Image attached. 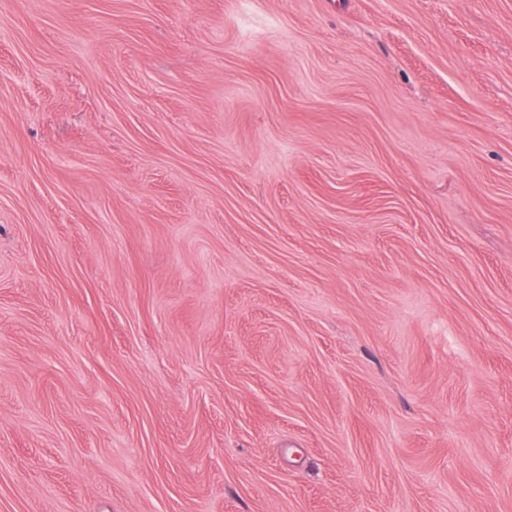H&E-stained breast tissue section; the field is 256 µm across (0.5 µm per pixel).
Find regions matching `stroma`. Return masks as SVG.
Returning a JSON list of instances; mask_svg holds the SVG:
<instances>
[{
    "label": "stroma",
    "instance_id": "35a3bbf8",
    "mask_svg": "<svg viewBox=\"0 0 512 512\" xmlns=\"http://www.w3.org/2000/svg\"><path fill=\"white\" fill-rule=\"evenodd\" d=\"M0 512H512V0H0Z\"/></svg>",
    "mask_w": 512,
    "mask_h": 512
}]
</instances>
